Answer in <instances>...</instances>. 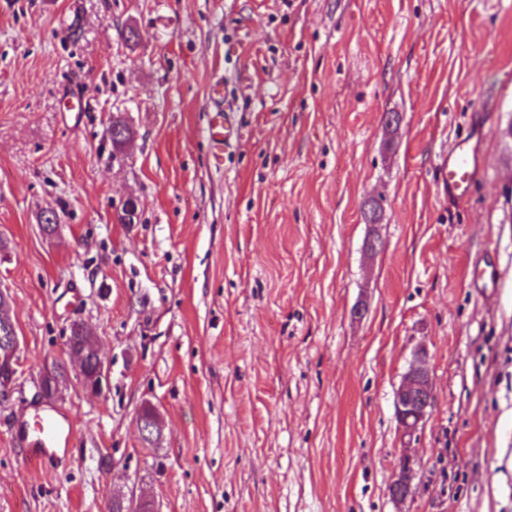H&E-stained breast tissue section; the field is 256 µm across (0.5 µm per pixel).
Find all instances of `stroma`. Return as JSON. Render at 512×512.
Instances as JSON below:
<instances>
[{
  "mask_svg": "<svg viewBox=\"0 0 512 512\" xmlns=\"http://www.w3.org/2000/svg\"><path fill=\"white\" fill-rule=\"evenodd\" d=\"M219 77L242 138L218 166ZM475 132L486 171L457 204L441 157ZM0 238V512L133 489L161 512H512V0H0ZM75 320L108 386L72 365L43 399ZM418 361L432 405L408 438ZM43 409L76 432L53 465L17 433ZM12 330V325L5 323L0 318V362H4V358H6L7 365L10 369V377L7 379L1 378L0 379V402L9 396V394L14 389L16 380H17V373H18V360H17V352L19 348V342L18 337L16 335V331L14 330L13 336H9L10 331ZM1 336H9L12 344H13V350L8 353V348L6 346H3L1 344ZM3 356V357H2ZM6 362H4L2 365L0 363V377L5 376L8 374L9 369L6 366ZM429 379L426 368L413 365L396 390L397 416L405 436H414L424 423L432 398ZM413 468L411 460L405 458L398 470L393 474L389 491L393 498L399 501L405 500L412 491Z\"/></svg>",
  "mask_w": 512,
  "mask_h": 512,
  "instance_id": "35a3bbf8",
  "label": "stroma"
}]
</instances>
